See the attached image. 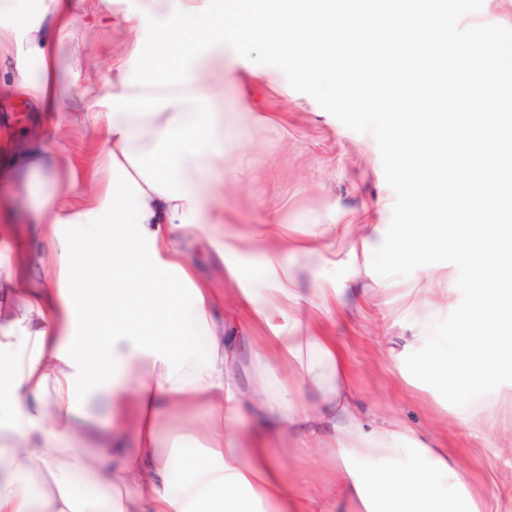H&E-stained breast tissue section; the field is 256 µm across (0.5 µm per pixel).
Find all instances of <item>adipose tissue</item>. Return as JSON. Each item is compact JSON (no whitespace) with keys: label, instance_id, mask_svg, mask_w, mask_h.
<instances>
[{"label":"adipose tissue","instance_id":"1","mask_svg":"<svg viewBox=\"0 0 512 512\" xmlns=\"http://www.w3.org/2000/svg\"><path fill=\"white\" fill-rule=\"evenodd\" d=\"M72 23L70 0H28L13 94L94 125L110 177L87 201L60 192L74 169L63 141L41 131L0 155V512H484L447 449L398 422H366L344 354L323 329L341 293L318 289L308 319L297 316L303 301L282 256L336 265L320 234L298 243L281 225H261V276L238 298L263 345L242 385L244 345L182 247L203 232L217 253L238 249L211 221L224 150L208 76L223 72L224 49L204 52L187 83L168 87L127 85L130 64L120 60L109 76L88 77L65 111L56 52ZM17 170L44 185L23 227ZM98 399L116 424L102 435L87 414ZM166 411H202L207 421L166 449ZM285 430L327 450L326 495L283 477L268 443Z\"/></svg>","mask_w":512,"mask_h":512}]
</instances>
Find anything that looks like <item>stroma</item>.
Here are the masks:
<instances>
[{"mask_svg": "<svg viewBox=\"0 0 512 512\" xmlns=\"http://www.w3.org/2000/svg\"><path fill=\"white\" fill-rule=\"evenodd\" d=\"M73 5L80 21L57 58L67 105L82 92L88 74H106L113 59L147 38L142 0H112L107 17L98 15L97 0H73ZM224 64V201L217 206L216 221L237 236L241 253L221 259L206 238L187 243L198 281L223 294L227 305H237L235 288L252 286L258 276L251 251L259 225H285L295 238L327 231L340 264L332 268L301 254L288 256L287 262L306 294L331 286L378 289L375 307L358 311L344 305L325 323L346 355L367 421L397 420L442 443L461 459L487 512H512V383L462 409L437 391L408 385L394 358L404 337L427 335L458 306L457 267L442 262L407 277L384 278L372 266L358 264L350 251L367 224L376 227L371 248L381 245L395 202L374 137L346 128L313 98L293 90L276 67L229 48ZM41 128L56 129L78 173L106 178L105 153L93 125L55 127L45 113L18 101L8 88L0 89V131H10L14 145H23ZM423 288L441 289L440 306L420 304ZM462 411L483 419L481 430L459 424ZM271 445L279 449L278 462L288 479L305 476L315 486L331 478L330 466L299 450L293 436L272 438Z\"/></svg>", "mask_w": 512, "mask_h": 512, "instance_id": "obj_1", "label": "stroma"}]
</instances>
